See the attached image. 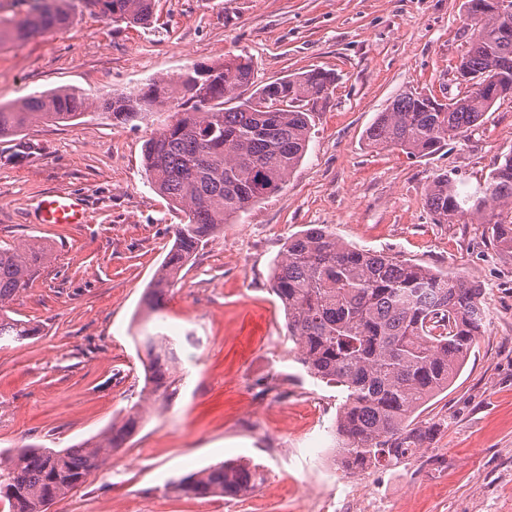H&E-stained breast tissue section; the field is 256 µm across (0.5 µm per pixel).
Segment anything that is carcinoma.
I'll use <instances>...</instances> for the list:
<instances>
[{"label":"carcinoma","mask_w":512,"mask_h":512,"mask_svg":"<svg viewBox=\"0 0 512 512\" xmlns=\"http://www.w3.org/2000/svg\"><path fill=\"white\" fill-rule=\"evenodd\" d=\"M94 2L114 23L144 26L153 15L154 0ZM508 9L512 0H466L472 33L457 64L464 94L398 96L367 129L368 145L424 157L481 125L494 104L512 94V23L503 18ZM68 20L59 0H40L30 16L0 28V41H25ZM333 82L314 70L258 86L250 60L236 56L98 100L59 89L1 103L0 137L34 121H72L90 109L120 124L175 109L144 150L152 185L185 215L142 299L147 313L158 315L166 289L224 224L282 189L310 141V113L301 102L328 94ZM425 205L440 223L468 215L487 225L494 246L512 258V150L473 192L461 193L446 174L435 176ZM48 259L43 248L0 245V341L38 333L12 317L9 304ZM271 291L286 311L298 362L343 392L334 436L344 473L388 469L430 446L440 424L422 419V408L448 389L488 323L480 282L358 249L318 225L288 238ZM136 342L145 354L142 402L71 448L26 444L0 454V500L10 512H48V504L85 485L142 427V403L164 408L172 402L182 381L175 339L157 332ZM264 481L259 465L227 460L181 478L175 490L194 499L239 497Z\"/></svg>","instance_id":"cac0c4a2"}]
</instances>
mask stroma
<instances>
[{"mask_svg": "<svg viewBox=\"0 0 512 512\" xmlns=\"http://www.w3.org/2000/svg\"><path fill=\"white\" fill-rule=\"evenodd\" d=\"M67 27L0 41V103L73 88L91 98L143 88L193 65L250 58L257 84L313 69L334 74L312 114L304 158L283 189L225 225L165 296L163 324L141 326L146 288L183 215L152 186V125L89 113L36 121L0 138V244L51 258L10 304L39 329L0 348V451L63 449L102 431L144 385L134 337L178 342L183 384L164 409L52 512H512V260L482 224L437 223L424 198L445 173L475 189L512 149V97L435 153L370 148L367 128L402 93L453 98L471 35L464 0H156L150 26H126L68 0ZM89 199L85 224H46L45 192ZM330 225L347 244L484 286L489 322L454 383L425 406L444 428L430 448L349 476L330 430L341 394L294 359L270 273L288 236ZM276 388L261 394L258 382ZM321 456H307L311 437ZM136 467H126L128 458ZM249 459L267 481L248 495L187 498L174 484Z\"/></svg>", "mask_w": 512, "mask_h": 512, "instance_id": "stroma-1", "label": "stroma"}]
</instances>
